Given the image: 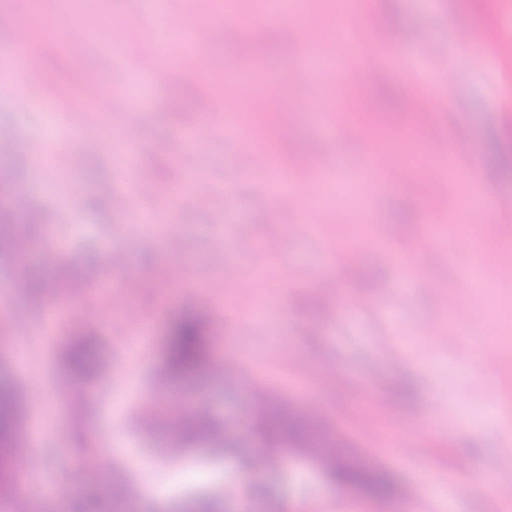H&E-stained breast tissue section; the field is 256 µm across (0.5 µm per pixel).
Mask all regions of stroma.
I'll return each mask as SVG.
<instances>
[{
	"label": "stroma",
	"mask_w": 512,
	"mask_h": 512,
	"mask_svg": "<svg viewBox=\"0 0 512 512\" xmlns=\"http://www.w3.org/2000/svg\"><path fill=\"white\" fill-rule=\"evenodd\" d=\"M376 59L370 71L343 87L308 86L294 67L314 53L341 59L340 41L314 47L311 29L336 20L337 0H306L302 17L269 19L260 0H239L244 23L225 22L218 0H167L158 25L175 31L212 21L224 40L201 52L198 67L175 66L174 52H158L144 27V0H87L90 37L80 64L61 49L70 21L58 0H0V16L35 20L40 43L12 86L0 89V140L17 145L0 156V179L43 215L23 225L20 258L0 255V381L28 392L26 422L37 453L13 465L11 512H186L201 497L224 512H441L424 490L423 473L448 482L453 512H512L501 498L472 485L473 475L512 472V445L499 421L482 417L489 399L512 409V280L481 264L489 252L512 262V171L497 148L512 132V74L504 46L478 62L460 61L448 84L447 105L435 123L416 128L433 98L442 66L428 59L401 74L394 61L406 41L433 42L465 25L512 35V0H357ZM250 42L263 51L266 72L283 85L271 113H253L257 144L279 168L305 160L328 168L333 156L356 165L374 149L376 124L392 142L446 143V155L400 159L387 153L386 185L362 209L357 195L332 197L309 175L295 180L302 204L281 212L261 179L243 176L245 143L224 132V116L245 106L239 87L226 85L223 109L197 110L212 99L213 83L248 72L234 48ZM162 70L153 86L143 71ZM133 91L125 116L112 109L117 91ZM363 111L364 125L323 131L317 107ZM207 122L201 145L179 150L183 133ZM136 145L118 151L124 126ZM478 176L484 201L460 204L464 179ZM164 215L141 224L137 215ZM498 215L501 229L480 226ZM371 246L350 249L359 232ZM283 239L280 253L261 245ZM436 258L414 257L416 240ZM344 245L338 266L327 250ZM121 250L118 265L106 257ZM69 266L78 282L60 302L47 276ZM334 274L330 298L319 285ZM125 279L155 280L154 288H124ZM405 287L400 305L385 308V288ZM452 294L454 305H443ZM363 308H356V301ZM200 314L210 329L224 373L181 382L173 404L184 414L205 405L217 422L245 424L254 392L264 389L307 410L393 480L394 496L371 500L327 483L306 462L255 470L259 447L240 432L227 458L208 444H188L167 458L134 426L132 410L159 400L164 343L180 314ZM87 334V372L73 377L75 397H58L64 346ZM496 370L469 363L485 351ZM472 411L470 420L458 417ZM413 443L414 452L398 447ZM126 487L123 499L107 493ZM467 491H457L459 483Z\"/></svg>",
	"instance_id": "obj_1"
}]
</instances>
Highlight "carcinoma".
<instances>
[{"mask_svg":"<svg viewBox=\"0 0 512 512\" xmlns=\"http://www.w3.org/2000/svg\"><path fill=\"white\" fill-rule=\"evenodd\" d=\"M22 221L36 223L35 217L0 206V223ZM84 344L72 345L65 366L73 373L83 369ZM218 369L211 358L204 320L197 314L185 313L172 321L166 339L165 377L171 382L193 377L203 371ZM257 407L250 423V433L259 442L262 452L251 463L255 469L267 468L274 458L288 451L295 456L314 461L321 474L330 482L360 491L361 494L385 500L392 494L387 476L369 461L344 448L342 442L330 435L319 419L306 411H296L259 390ZM141 428L158 438L156 451L176 456L183 442L202 439L224 455L234 453L240 433L238 425L226 422L220 426L207 410L200 407L185 420L175 435L162 429V420L149 408L138 413ZM23 408L16 388L0 384V477L10 468L20 444Z\"/></svg>","mask_w":512,"mask_h":512,"instance_id":"cac0c4a2","label":"carcinoma"}]
</instances>
